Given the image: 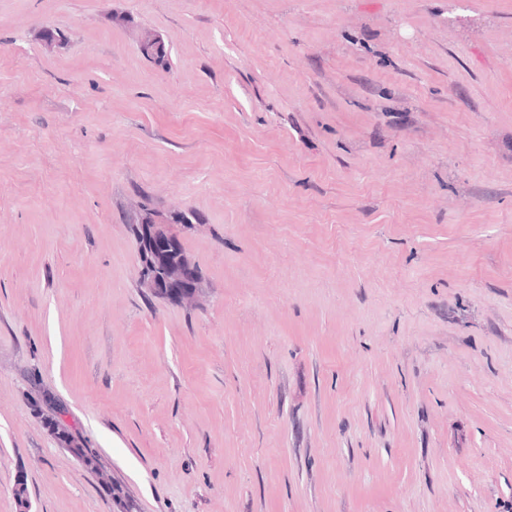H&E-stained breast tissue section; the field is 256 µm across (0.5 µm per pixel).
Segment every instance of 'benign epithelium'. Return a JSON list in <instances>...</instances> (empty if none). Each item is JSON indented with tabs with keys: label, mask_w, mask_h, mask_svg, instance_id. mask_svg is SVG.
I'll use <instances>...</instances> for the list:
<instances>
[{
	"label": "benign epithelium",
	"mask_w": 512,
	"mask_h": 512,
	"mask_svg": "<svg viewBox=\"0 0 512 512\" xmlns=\"http://www.w3.org/2000/svg\"><path fill=\"white\" fill-rule=\"evenodd\" d=\"M141 52L163 65L168 49L158 38H148L141 44ZM189 224L153 219L143 225V245L140 258V276L149 292L172 299L183 305H193L203 292L199 268L181 248Z\"/></svg>",
	"instance_id": "7a95c632"
}]
</instances>
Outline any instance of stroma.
I'll return each mask as SVG.
<instances>
[{
	"label": "stroma",
	"mask_w": 512,
	"mask_h": 512,
	"mask_svg": "<svg viewBox=\"0 0 512 512\" xmlns=\"http://www.w3.org/2000/svg\"><path fill=\"white\" fill-rule=\"evenodd\" d=\"M0 512H512V0H0ZM143 245L140 278L149 292L183 305H193L203 292L199 268L181 248L185 230L193 224L158 220L141 224Z\"/></svg>",
	"instance_id": "1"
}]
</instances>
